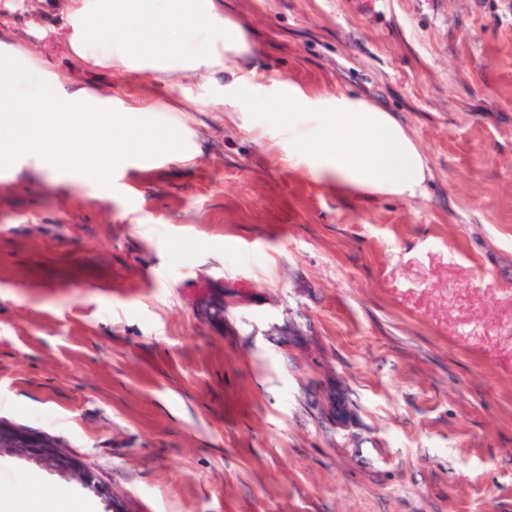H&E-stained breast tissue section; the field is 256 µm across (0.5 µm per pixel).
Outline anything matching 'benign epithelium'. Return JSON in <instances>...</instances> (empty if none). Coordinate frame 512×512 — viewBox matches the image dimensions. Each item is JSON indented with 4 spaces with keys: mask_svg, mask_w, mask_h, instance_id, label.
<instances>
[{
    "mask_svg": "<svg viewBox=\"0 0 512 512\" xmlns=\"http://www.w3.org/2000/svg\"><path fill=\"white\" fill-rule=\"evenodd\" d=\"M323 415L332 425L347 429L354 413L338 390L327 395ZM0 454L32 460L38 465L79 480L108 503L109 512H129L127 503L114 495L97 476L50 437L27 428L0 422Z\"/></svg>",
    "mask_w": 512,
    "mask_h": 512,
    "instance_id": "obj_1",
    "label": "benign epithelium"
}]
</instances>
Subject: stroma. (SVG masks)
Returning <instances> with one entry per match:
<instances>
[{"label": "stroma", "instance_id": "35a3bbf8", "mask_svg": "<svg viewBox=\"0 0 512 512\" xmlns=\"http://www.w3.org/2000/svg\"><path fill=\"white\" fill-rule=\"evenodd\" d=\"M246 66L391 112L425 196L289 169L217 80L86 64L64 0H0L42 79L155 104L187 148L111 187L0 171V421L51 436L131 512H512V0H220ZM237 292L223 328L200 308ZM355 407L326 423V395ZM107 512L0 456V512ZM323 415L332 425L341 429H348L354 418V413L342 393L336 389L327 395Z\"/></svg>", "mask_w": 512, "mask_h": 512}]
</instances>
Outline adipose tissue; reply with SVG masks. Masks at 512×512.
Instances as JSON below:
<instances>
[{"label":"adipose tissue","instance_id":"ef3b65f1","mask_svg":"<svg viewBox=\"0 0 512 512\" xmlns=\"http://www.w3.org/2000/svg\"><path fill=\"white\" fill-rule=\"evenodd\" d=\"M142 21L140 36L129 22ZM198 37L184 53V29ZM71 51L99 66L177 77L205 71L224 76L222 103L250 130L269 129L291 169L360 201L425 195V155L383 108L345 90L321 93L239 66L251 50L244 26L217 0H67Z\"/></svg>","mask_w":512,"mask_h":512}]
</instances>
